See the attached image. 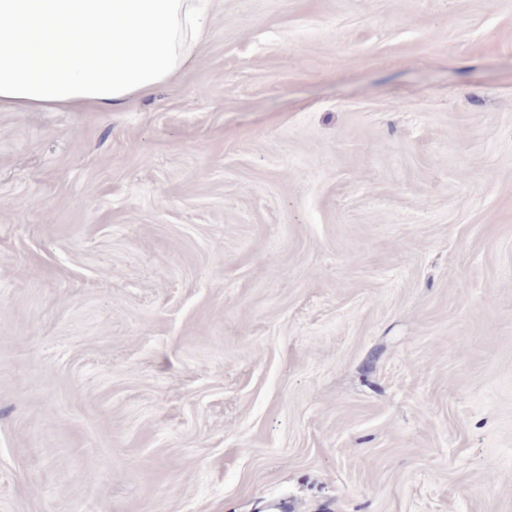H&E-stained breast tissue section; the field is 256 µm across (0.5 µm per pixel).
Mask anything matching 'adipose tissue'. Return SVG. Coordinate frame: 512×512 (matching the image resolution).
<instances>
[{"label":"adipose tissue","mask_w":512,"mask_h":512,"mask_svg":"<svg viewBox=\"0 0 512 512\" xmlns=\"http://www.w3.org/2000/svg\"><path fill=\"white\" fill-rule=\"evenodd\" d=\"M215 0H0V112H113L190 62Z\"/></svg>","instance_id":"adipose-tissue-1"}]
</instances>
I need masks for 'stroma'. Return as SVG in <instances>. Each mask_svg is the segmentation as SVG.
Segmentation results:
<instances>
[{
    "label": "stroma",
    "mask_w": 512,
    "mask_h": 512,
    "mask_svg": "<svg viewBox=\"0 0 512 512\" xmlns=\"http://www.w3.org/2000/svg\"><path fill=\"white\" fill-rule=\"evenodd\" d=\"M512 512V0H221L123 112H0V512Z\"/></svg>",
    "instance_id": "stroma-1"
}]
</instances>
